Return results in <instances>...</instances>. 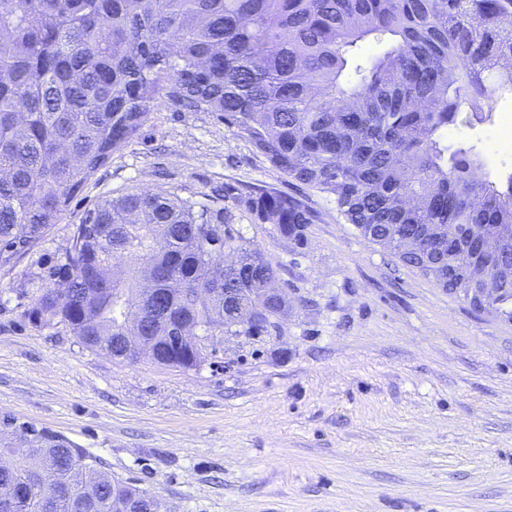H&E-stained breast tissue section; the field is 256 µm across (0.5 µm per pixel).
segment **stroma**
<instances>
[{
    "label": "stroma",
    "mask_w": 512,
    "mask_h": 512,
    "mask_svg": "<svg viewBox=\"0 0 512 512\" xmlns=\"http://www.w3.org/2000/svg\"><path fill=\"white\" fill-rule=\"evenodd\" d=\"M456 122L490 171L501 128ZM316 215L302 242L241 189ZM223 195L229 227L278 270L288 313L261 335L207 337L199 368L83 349L21 313L77 224L128 192ZM32 423L155 495L161 512H512V318L436 287L361 237L315 189L273 170L222 114L161 96L44 237L0 269V417Z\"/></svg>",
    "instance_id": "35a3bbf8"
}]
</instances>
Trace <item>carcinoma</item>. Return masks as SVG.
<instances>
[{"mask_svg":"<svg viewBox=\"0 0 512 512\" xmlns=\"http://www.w3.org/2000/svg\"><path fill=\"white\" fill-rule=\"evenodd\" d=\"M390 48L368 65L353 48ZM0 268L43 237L112 154L133 141L166 92L224 114L277 172L327 195L348 224L450 293L487 288L512 305L501 257L474 243L512 229V172H483L474 144L443 132L461 113L483 122L512 97V0H0ZM262 223L297 243L314 222L279 191L248 197ZM218 201L132 192L77 225L22 317L62 324L85 349L123 348L133 307L166 352L184 317L203 336L264 327L224 313V291L267 288L277 270L224 228ZM236 253L232 266L224 253ZM59 489L44 497L34 462L15 457L0 483L27 486L0 512H147L142 491L103 462L42 433Z\"/></svg>","mask_w":512,"mask_h":512,"instance_id":"1","label":"carcinoma"}]
</instances>
